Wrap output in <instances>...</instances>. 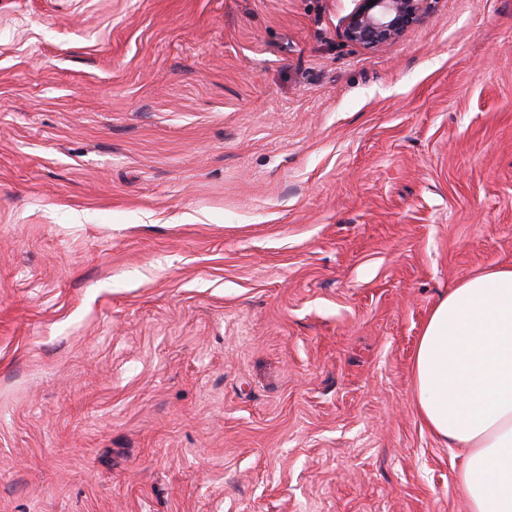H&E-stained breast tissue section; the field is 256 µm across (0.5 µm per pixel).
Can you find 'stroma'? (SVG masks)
Masks as SVG:
<instances>
[{
  "label": "stroma",
  "mask_w": 512,
  "mask_h": 512,
  "mask_svg": "<svg viewBox=\"0 0 512 512\" xmlns=\"http://www.w3.org/2000/svg\"><path fill=\"white\" fill-rule=\"evenodd\" d=\"M0 0V512H468L431 310L512 266V0ZM374 1L373 5H369ZM346 16L343 36L366 49H379L399 39L418 23L430 0H356Z\"/></svg>",
  "instance_id": "obj_1"
}]
</instances>
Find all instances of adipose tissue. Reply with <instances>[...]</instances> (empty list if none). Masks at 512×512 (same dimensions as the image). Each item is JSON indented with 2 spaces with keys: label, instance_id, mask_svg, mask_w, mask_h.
Segmentation results:
<instances>
[{
  "label": "adipose tissue",
  "instance_id": "1",
  "mask_svg": "<svg viewBox=\"0 0 512 512\" xmlns=\"http://www.w3.org/2000/svg\"><path fill=\"white\" fill-rule=\"evenodd\" d=\"M420 417L467 452L470 512H512V266L468 277L432 309L413 363Z\"/></svg>",
  "mask_w": 512,
  "mask_h": 512
}]
</instances>
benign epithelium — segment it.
Returning <instances> with one entry per match:
<instances>
[{
	"mask_svg": "<svg viewBox=\"0 0 512 512\" xmlns=\"http://www.w3.org/2000/svg\"><path fill=\"white\" fill-rule=\"evenodd\" d=\"M430 0H356L346 16L343 36L366 49H379L399 39L418 23Z\"/></svg>",
	"mask_w": 512,
	"mask_h": 512,
	"instance_id": "benign-epithelium-1",
	"label": "benign epithelium"
}]
</instances>
